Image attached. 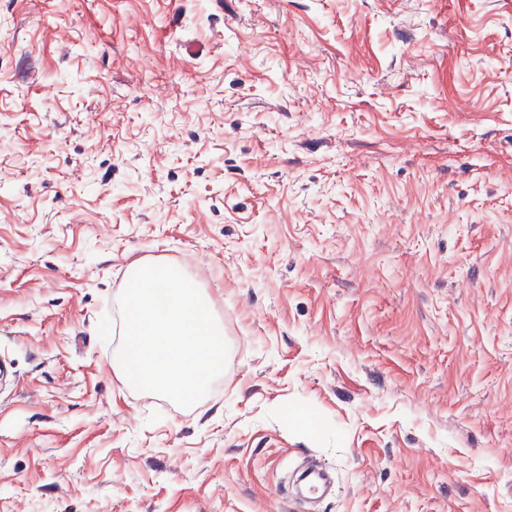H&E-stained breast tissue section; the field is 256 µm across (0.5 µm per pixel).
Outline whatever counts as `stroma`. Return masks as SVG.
<instances>
[{
  "instance_id": "35a3bbf8",
  "label": "stroma",
  "mask_w": 512,
  "mask_h": 512,
  "mask_svg": "<svg viewBox=\"0 0 512 512\" xmlns=\"http://www.w3.org/2000/svg\"><path fill=\"white\" fill-rule=\"evenodd\" d=\"M135 258L229 356L114 374ZM0 512H512V0H0ZM300 480L304 482L303 490L310 496V499H320L324 494L320 496L318 494L323 493L331 483V473L325 466L310 462L309 467L301 472Z\"/></svg>"
}]
</instances>
